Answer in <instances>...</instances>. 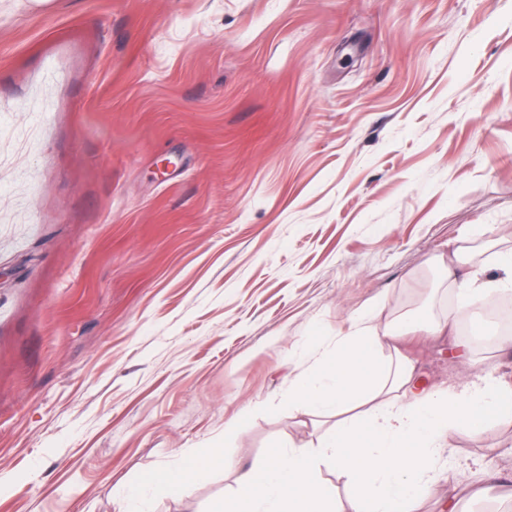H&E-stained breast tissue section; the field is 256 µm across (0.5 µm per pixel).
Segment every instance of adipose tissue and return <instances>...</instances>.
Instances as JSON below:
<instances>
[{"instance_id": "1", "label": "adipose tissue", "mask_w": 512, "mask_h": 512, "mask_svg": "<svg viewBox=\"0 0 512 512\" xmlns=\"http://www.w3.org/2000/svg\"><path fill=\"white\" fill-rule=\"evenodd\" d=\"M465 264L459 254L448 261L462 304L445 319L410 316L381 329L368 310L349 333L327 342L288 385L289 404L321 431L317 447L278 448L267 464L239 471L232 494L214 503L212 512H414L447 438L492 420L511 421L512 384L479 376L457 387L426 390L407 353L406 337L415 325L432 337H453V353L469 358L468 343L454 337L457 325L486 294L512 283V253L499 258L503 278L483 283L465 272ZM321 460L348 476V500L336 499L315 476ZM225 464L218 452L190 457L179 472L158 473L149 485L157 494H171Z\"/></svg>"}]
</instances>
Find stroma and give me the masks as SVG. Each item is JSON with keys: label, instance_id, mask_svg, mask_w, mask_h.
<instances>
[{"label": "stroma", "instance_id": "35a3bbf8", "mask_svg": "<svg viewBox=\"0 0 512 512\" xmlns=\"http://www.w3.org/2000/svg\"><path fill=\"white\" fill-rule=\"evenodd\" d=\"M457 248L512 250V0H0V512H207L144 484L317 447L310 351L447 315ZM449 446L417 512H512V422ZM216 466L223 467L224 470L234 469L233 464L226 461L223 454L214 452L202 459L187 458L177 473L159 472L149 481V486L156 494H172L182 485L191 483Z\"/></svg>", "mask_w": 512, "mask_h": 512}]
</instances>
